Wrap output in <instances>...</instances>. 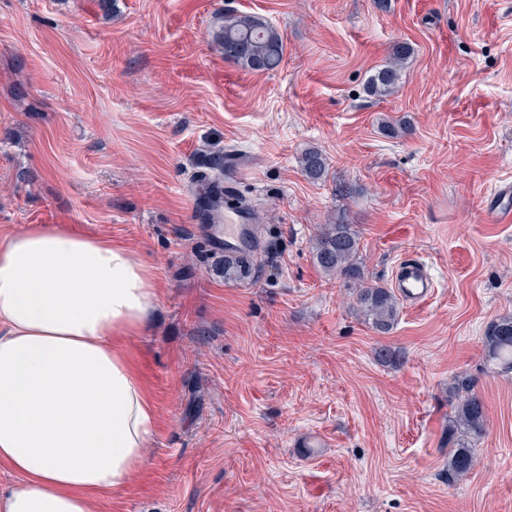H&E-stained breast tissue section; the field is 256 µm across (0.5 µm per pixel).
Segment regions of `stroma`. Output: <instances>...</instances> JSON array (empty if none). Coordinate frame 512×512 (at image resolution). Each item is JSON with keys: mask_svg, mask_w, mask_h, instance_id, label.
<instances>
[{"mask_svg": "<svg viewBox=\"0 0 512 512\" xmlns=\"http://www.w3.org/2000/svg\"><path fill=\"white\" fill-rule=\"evenodd\" d=\"M228 11L278 28L276 70L216 48ZM399 42L413 54L395 94L369 96ZM311 146L329 162L317 183L298 163ZM212 148L257 215L241 281L192 221ZM505 183L512 0H0V239L29 224L108 237L160 290L134 342L157 433L94 512H512V373L486 372L482 346L512 313V223L482 209ZM340 220L367 281L391 284L407 252L430 266L435 296L400 305L389 334L313 259L319 225ZM462 378L487 419L453 481Z\"/></svg>", "mask_w": 512, "mask_h": 512, "instance_id": "stroma-1", "label": "stroma"}]
</instances>
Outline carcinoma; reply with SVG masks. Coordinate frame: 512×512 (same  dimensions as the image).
<instances>
[{
  "mask_svg": "<svg viewBox=\"0 0 512 512\" xmlns=\"http://www.w3.org/2000/svg\"><path fill=\"white\" fill-rule=\"evenodd\" d=\"M216 41L231 59L246 69L269 72L277 69L284 57V41L279 30L265 18L248 13H226L220 17ZM412 48L394 44L388 61L369 77L367 92L376 98L393 95ZM302 174L312 182L325 179L328 161L316 147L306 148L300 158ZM224 180V150L214 149L203 155L201 170L195 182L204 192ZM318 267L328 275L348 280L356 285L357 310L379 335L389 333L398 317L397 299L391 289L378 283H366L357 263L359 238L350 224H326L312 246ZM251 260L224 259V277L231 279L246 272ZM485 360L490 370L512 372V314L496 318L483 337ZM454 415L448 419V474L454 479L468 476L475 465L471 441L485 431L486 412L481 397L472 382L463 378L454 394Z\"/></svg>",
  "mask_w": 512,
  "mask_h": 512,
  "instance_id": "carcinoma-1",
  "label": "carcinoma"
}]
</instances>
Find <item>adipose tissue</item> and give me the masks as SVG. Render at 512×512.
I'll list each match as a JSON object with an SVG mask.
<instances>
[{
  "instance_id": "obj_1",
  "label": "adipose tissue",
  "mask_w": 512,
  "mask_h": 512,
  "mask_svg": "<svg viewBox=\"0 0 512 512\" xmlns=\"http://www.w3.org/2000/svg\"><path fill=\"white\" fill-rule=\"evenodd\" d=\"M158 291L134 250L61 224L0 240V512H93L140 472L157 417L132 341Z\"/></svg>"
}]
</instances>
